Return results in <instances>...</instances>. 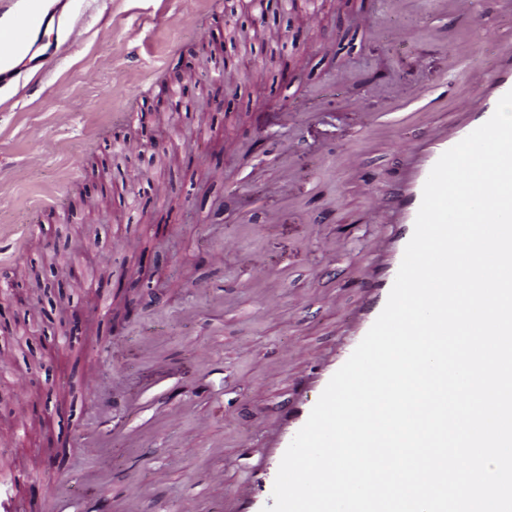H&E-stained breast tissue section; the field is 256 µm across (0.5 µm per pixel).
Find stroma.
I'll return each mask as SVG.
<instances>
[{"instance_id":"obj_1","label":"stroma","mask_w":512,"mask_h":512,"mask_svg":"<svg viewBox=\"0 0 512 512\" xmlns=\"http://www.w3.org/2000/svg\"><path fill=\"white\" fill-rule=\"evenodd\" d=\"M229 10L255 23L249 0H57L62 26L42 27L30 64L0 80V248L13 250L0 264V469L20 483V512H51L40 488L61 473L79 490L73 512L100 500L224 512L253 477L247 448L361 302L358 272L383 232L369 189L396 183L398 141L452 123L457 104L428 106L382 136L366 120L444 80L473 93L464 68L449 69L447 45L489 71L512 56V44L488 43L501 0H477L475 18L457 26L441 0H409L393 19L413 34L406 46L378 30L384 0H323L321 21L300 9L260 24L282 36L275 59L237 56L223 106L180 95L172 83L186 63L209 84ZM294 137L291 186L283 145ZM151 140L165 166L139 163ZM355 151L366 163L358 176L342 166ZM228 235L239 246L214 265ZM120 238L129 249L114 250ZM333 238L348 242L343 260L323 251ZM51 239L84 255L52 300L23 268ZM255 253L268 269L261 293ZM201 279L214 295L195 292ZM267 294L278 300L271 312ZM31 308L29 329L16 326ZM72 311L84 322L77 342L65 336ZM91 373L118 393L114 435L87 460L71 440L95 404Z\"/></svg>"}]
</instances>
